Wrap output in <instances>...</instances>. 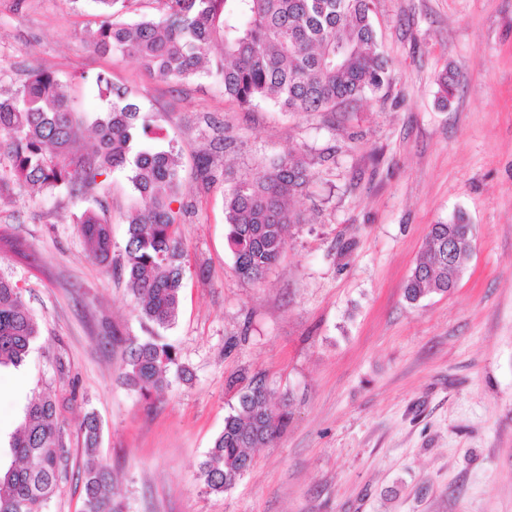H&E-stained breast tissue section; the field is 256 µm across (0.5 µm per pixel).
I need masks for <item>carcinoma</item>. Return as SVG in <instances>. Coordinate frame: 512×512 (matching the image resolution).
Returning a JSON list of instances; mask_svg holds the SVG:
<instances>
[{"mask_svg": "<svg viewBox=\"0 0 512 512\" xmlns=\"http://www.w3.org/2000/svg\"><path fill=\"white\" fill-rule=\"evenodd\" d=\"M95 27L85 31L94 48L134 58L147 72L178 81L214 77L224 97L250 108L269 102L290 112H345L366 94L390 83L388 60L380 51L372 20L373 0H157L160 14L137 15L140 0H93ZM103 103L91 124L93 148L77 156L83 122L57 77L31 67L13 90H0V197L14 184L40 192L87 197L97 178L128 171L136 203L126 215L124 254L112 256L104 215L87 207L74 223L99 264H115L126 277L142 317L158 328L174 324L183 285L177 224L187 213L179 202L182 157L170 147L144 144L152 119L132 92L104 71L91 77ZM211 155L196 157L197 179L208 190L215 182ZM313 178L311 161L290 151L268 170L236 182L224 194L227 244L235 269L260 282L280 259L292 224L302 223L290 199ZM468 222L457 213L434 224L426 249L407 279L404 296L414 303L456 287L468 253L448 258V238H464ZM41 336L38 319L16 284L0 275V367L20 366ZM177 364L175 347L152 336L124 349L123 382L144 397L167 384ZM288 425V400L273 398L260 381L240 394L224 418L199 467L211 494H222L252 465L249 449L266 445ZM81 512H123L114 479L98 448L102 429L93 412L84 416ZM13 460L0 472V512H45L67 477L69 451L55 401L32 399L11 434Z\"/></svg>", "mask_w": 512, "mask_h": 512, "instance_id": "obj_1", "label": "carcinoma"}]
</instances>
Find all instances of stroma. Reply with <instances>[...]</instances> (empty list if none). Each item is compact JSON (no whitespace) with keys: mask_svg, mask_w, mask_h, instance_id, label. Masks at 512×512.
<instances>
[{"mask_svg":"<svg viewBox=\"0 0 512 512\" xmlns=\"http://www.w3.org/2000/svg\"><path fill=\"white\" fill-rule=\"evenodd\" d=\"M96 13L93 0H0V83L41 66L88 124L100 100L86 78L108 72L153 113L151 144L180 151L183 288L164 335L188 376L170 371L147 399L121 383L113 336L144 339L151 325L119 268L89 256L72 221L84 200L24 186L1 199L0 228L25 254L0 253V273L41 336L25 365L0 369V440L29 400L52 395L72 469L46 512L80 510L90 409L124 512H512V0H374L390 85L336 115L248 112L215 79L98 54L83 36ZM445 72L456 85L444 107ZM210 122L233 143L204 191L194 159ZM296 148L318 159L291 201L303 221L265 279L245 281L224 191ZM96 195L123 253L133 187L117 171ZM460 211L472 252L455 290L408 303L431 226ZM253 378L289 396L288 428L252 449L233 488L206 493L199 465Z\"/></svg>","mask_w":512,"mask_h":512,"instance_id":"stroma-1","label":"stroma"}]
</instances>
